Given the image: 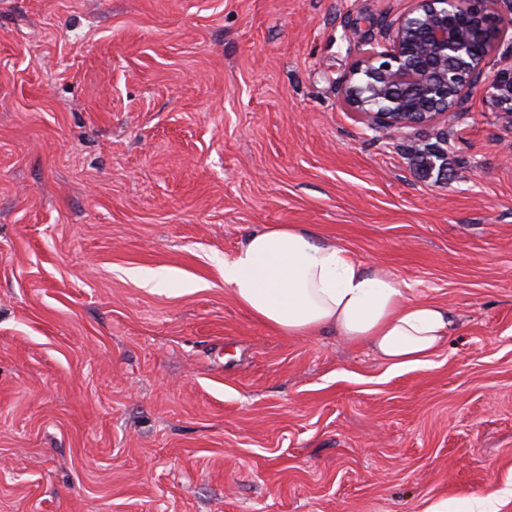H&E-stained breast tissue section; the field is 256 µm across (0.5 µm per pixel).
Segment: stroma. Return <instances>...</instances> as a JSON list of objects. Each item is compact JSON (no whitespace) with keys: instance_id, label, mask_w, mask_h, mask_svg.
<instances>
[{"instance_id":"35a3bbf8","label":"stroma","mask_w":512,"mask_h":512,"mask_svg":"<svg viewBox=\"0 0 512 512\" xmlns=\"http://www.w3.org/2000/svg\"><path fill=\"white\" fill-rule=\"evenodd\" d=\"M408 5L0 0V512H512V123L336 94ZM279 224L453 332L392 371L261 324L224 260ZM417 170L423 175L432 174L437 169L438 175L443 171L447 172L445 153L440 148H424L418 155ZM427 512H495V510L489 499L477 498L463 504H455L453 501L443 499L432 505Z\"/></svg>"}]
</instances>
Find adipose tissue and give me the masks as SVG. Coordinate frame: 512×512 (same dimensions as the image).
Wrapping results in <instances>:
<instances>
[{
  "label": "adipose tissue",
  "mask_w": 512,
  "mask_h": 512,
  "mask_svg": "<svg viewBox=\"0 0 512 512\" xmlns=\"http://www.w3.org/2000/svg\"><path fill=\"white\" fill-rule=\"evenodd\" d=\"M224 287L283 335L332 331L394 370L426 364L454 327L445 307L407 298L395 276L295 224L251 234L225 258Z\"/></svg>",
  "instance_id": "ef3b65f1"
}]
</instances>
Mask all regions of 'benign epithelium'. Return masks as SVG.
Wrapping results in <instances>:
<instances>
[{"label": "benign epithelium", "instance_id": "benign-epithelium-1", "mask_svg": "<svg viewBox=\"0 0 512 512\" xmlns=\"http://www.w3.org/2000/svg\"><path fill=\"white\" fill-rule=\"evenodd\" d=\"M499 0H411L382 30L381 50L363 53L337 94L369 127L392 137L458 118L477 92L512 90V71L486 81L503 36Z\"/></svg>", "mask_w": 512, "mask_h": 512}]
</instances>
